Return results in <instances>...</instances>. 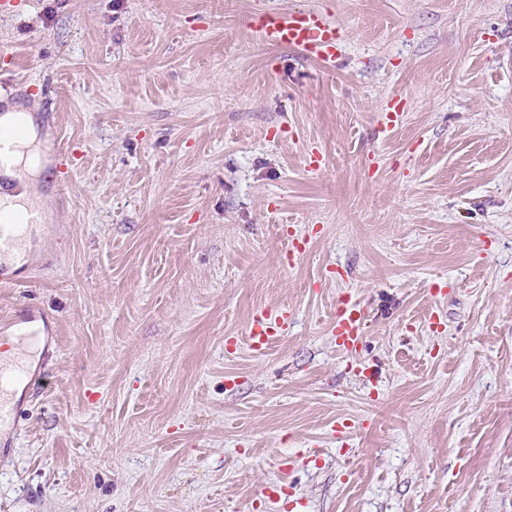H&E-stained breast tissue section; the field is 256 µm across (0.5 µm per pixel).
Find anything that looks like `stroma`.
<instances>
[{"label":"stroma","mask_w":512,"mask_h":512,"mask_svg":"<svg viewBox=\"0 0 512 512\" xmlns=\"http://www.w3.org/2000/svg\"><path fill=\"white\" fill-rule=\"evenodd\" d=\"M0 89L74 156L0 512H512V0H0ZM259 28L269 43L302 48L327 64L336 60L338 31L318 14L298 13L290 17L268 14L261 19ZM339 309L336 323L332 329L336 335V343L345 354H352L357 350L364 336L366 325L365 312L360 301L351 297L343 300ZM287 318V311H281L274 319L267 314L255 317L248 333L251 349L256 353H263L277 341L281 337L284 320Z\"/></svg>","instance_id":"35a3bbf8"}]
</instances>
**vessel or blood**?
<instances>
[{"label": "vessel or blood", "mask_w": 512, "mask_h": 512, "mask_svg": "<svg viewBox=\"0 0 512 512\" xmlns=\"http://www.w3.org/2000/svg\"><path fill=\"white\" fill-rule=\"evenodd\" d=\"M259 28L263 39L269 43L303 49L328 64L336 59L338 31L320 15L298 13L284 17L268 14L262 18ZM33 224V218L25 213L9 220L0 219L1 288L23 286L26 280L24 269L12 262L10 256L14 250L26 246ZM287 317L284 311L276 317L266 314L255 317L248 333L251 349L261 353L277 341ZM42 318L40 309L28 310L18 322L17 339L40 337ZM365 325V312L360 301L345 299L332 329L336 343L344 353L356 351L364 336ZM24 379L23 372L6 366L4 360L0 359V444L12 442L17 434L22 408L15 393Z\"/></svg>", "instance_id": "obj_1"}]
</instances>
